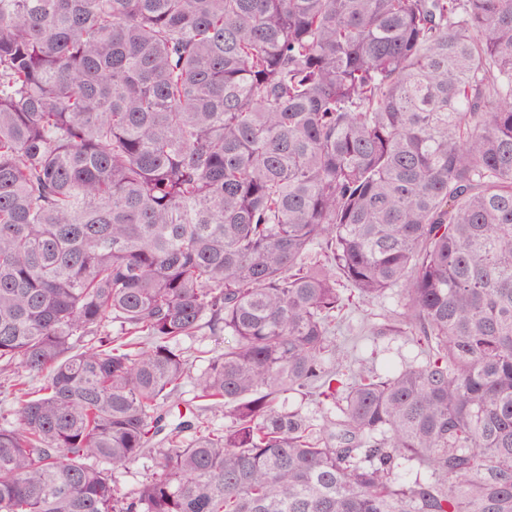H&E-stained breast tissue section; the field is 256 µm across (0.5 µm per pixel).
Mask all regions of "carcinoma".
I'll return each mask as SVG.
<instances>
[{
    "mask_svg": "<svg viewBox=\"0 0 512 512\" xmlns=\"http://www.w3.org/2000/svg\"><path fill=\"white\" fill-rule=\"evenodd\" d=\"M12 368L0 512H512V0H0ZM394 293L389 291L384 298L361 303L358 310L349 309L343 312L340 320H344L346 327L337 340L342 345V353L347 355L355 367L362 364L384 374L388 367L400 368L413 360L423 359L420 349L407 336H389L375 344L365 338L370 325L378 321L382 317L380 315L399 309ZM352 342H356L357 347L352 348ZM181 348L187 351L193 361L190 365L189 375H196L204 366L203 358L196 356L210 357L220 354L224 350V337L211 336L207 329L198 333V336L186 338L180 342ZM154 458H143L136 463L118 467L112 471L114 485L122 494L135 492L157 470Z\"/></svg>",
    "mask_w": 512,
    "mask_h": 512,
    "instance_id": "obj_1",
    "label": "carcinoma"
}]
</instances>
